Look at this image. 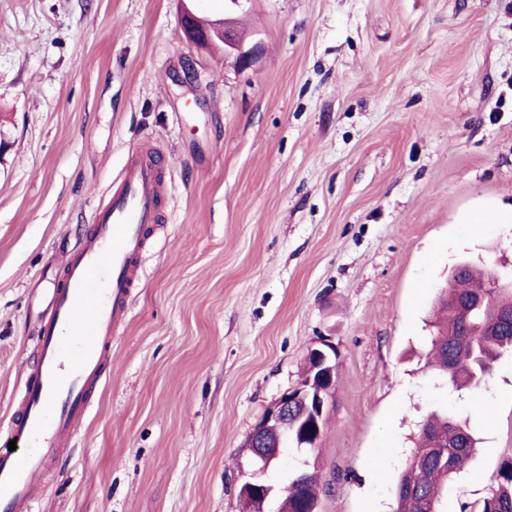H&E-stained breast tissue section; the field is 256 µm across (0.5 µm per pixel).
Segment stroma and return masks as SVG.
<instances>
[{
  "instance_id": "obj_1",
  "label": "stroma",
  "mask_w": 512,
  "mask_h": 512,
  "mask_svg": "<svg viewBox=\"0 0 512 512\" xmlns=\"http://www.w3.org/2000/svg\"><path fill=\"white\" fill-rule=\"evenodd\" d=\"M179 13L0 0V435L52 255L91 232L129 154L167 159V234L32 512H247L245 441L323 337L339 380L304 457L316 512H393L441 406L479 441L441 512H481L512 456V355L451 394L423 354L451 268L512 266V0H244L245 70L188 42Z\"/></svg>"
}]
</instances>
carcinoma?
Returning a JSON list of instances; mask_svg holds the SVG:
<instances>
[{
	"label": "carcinoma",
	"mask_w": 512,
	"mask_h": 512,
	"mask_svg": "<svg viewBox=\"0 0 512 512\" xmlns=\"http://www.w3.org/2000/svg\"><path fill=\"white\" fill-rule=\"evenodd\" d=\"M499 276L497 269L484 271L467 262L459 263L448 282L455 287L440 292L437 306L441 314L430 340L429 364L444 378L451 389L477 387L490 375L495 363L505 353H512V332H487V327L500 322L505 312L512 310V288H488L489 281ZM459 297L485 298L484 304L463 319L451 294ZM439 442L451 445L449 461L440 464L423 463L429 448ZM476 440L466 425L446 412L436 413L422 426L419 441L413 449L394 491L395 508L402 512H439L437 492L447 480L458 473L471 457ZM412 483L421 485L425 506L404 499L405 489ZM316 502L314 474L304 471L293 475L288 495L277 502V512H295V497ZM482 512H512V457L503 460L498 471V484L483 501Z\"/></svg>",
	"instance_id": "carcinoma-1"
}]
</instances>
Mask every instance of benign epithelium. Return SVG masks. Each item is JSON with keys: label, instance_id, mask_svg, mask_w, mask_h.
Returning <instances> with one entry per match:
<instances>
[{"label": "benign epithelium", "instance_id": "benign-epithelium-1", "mask_svg": "<svg viewBox=\"0 0 512 512\" xmlns=\"http://www.w3.org/2000/svg\"><path fill=\"white\" fill-rule=\"evenodd\" d=\"M181 24L187 38L201 46L224 48V58H233L234 65L244 70L255 61L254 48H245L235 18L226 15L206 24L198 22V16L188 7H183ZM336 346L322 339L311 347L306 356L311 373L315 374L318 386L301 385L284 393L270 406L261 420L254 426L245 447L250 449L252 470L241 486L244 496H267L271 489L261 480L276 457L280 437L298 421H306L302 438L309 448H316L323 435L321 421L336 387Z\"/></svg>", "mask_w": 512, "mask_h": 512}]
</instances>
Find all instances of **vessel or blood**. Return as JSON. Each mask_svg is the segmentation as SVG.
I'll list each match as a JSON object with an SVG mask.
<instances>
[{
    "label": "vessel or blood",
    "instance_id": "vessel-or-blood-1",
    "mask_svg": "<svg viewBox=\"0 0 512 512\" xmlns=\"http://www.w3.org/2000/svg\"><path fill=\"white\" fill-rule=\"evenodd\" d=\"M159 152L127 160L108 201L94 210L90 236L54 260L58 282L42 319L40 355L31 367L8 432L29 450L0 448V512H29L33 478L45 456L76 437L90 396L112 359V336L128 312L143 273L148 242L157 235L165 181Z\"/></svg>",
    "mask_w": 512,
    "mask_h": 512
}]
</instances>
